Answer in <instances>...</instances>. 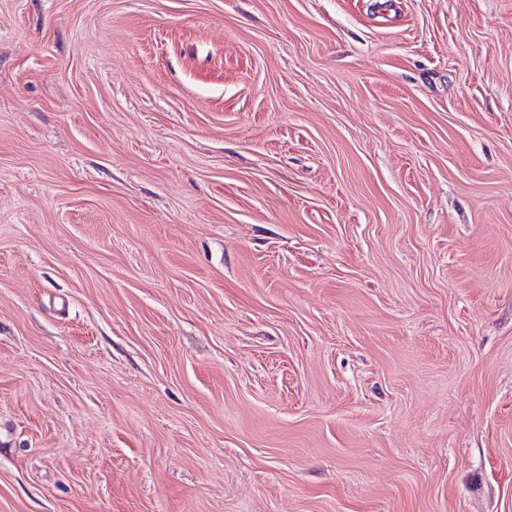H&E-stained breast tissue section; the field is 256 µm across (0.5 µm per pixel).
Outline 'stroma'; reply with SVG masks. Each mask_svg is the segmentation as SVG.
<instances>
[{
    "label": "stroma",
    "mask_w": 512,
    "mask_h": 512,
    "mask_svg": "<svg viewBox=\"0 0 512 512\" xmlns=\"http://www.w3.org/2000/svg\"><path fill=\"white\" fill-rule=\"evenodd\" d=\"M0 512H512V0H0Z\"/></svg>",
    "instance_id": "stroma-1"
}]
</instances>
